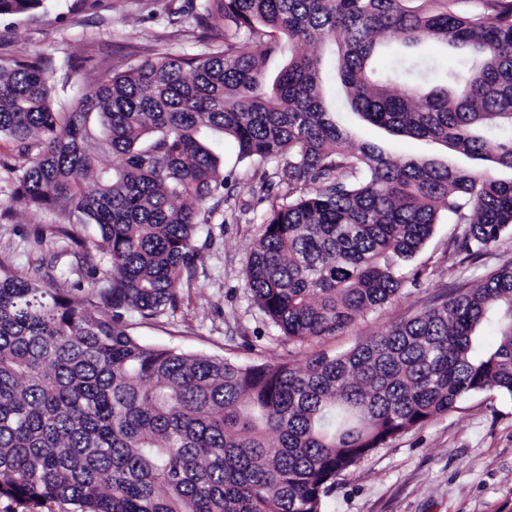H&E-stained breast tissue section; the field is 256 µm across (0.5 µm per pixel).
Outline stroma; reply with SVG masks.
<instances>
[{"mask_svg": "<svg viewBox=\"0 0 512 512\" xmlns=\"http://www.w3.org/2000/svg\"><path fill=\"white\" fill-rule=\"evenodd\" d=\"M207 32L191 16L190 0H42L35 9L0 15V59L40 57L59 96L162 53L199 49ZM336 118L355 139L394 156H426L468 166L463 156L407 137L392 136L363 121L344 102ZM224 171L210 223L194 238L201 256L180 290L173 316L156 321L130 317L128 331L141 341L218 355L244 364L304 356L265 323L245 295L243 272L261 233L260 214L279 205L265 183L275 165L240 159L230 140L214 144ZM16 155L0 140V263L41 281L57 246L47 231L59 223L51 210L9 208L18 182L8 167ZM454 225H435L424 248L410 261L408 281L383 309L365 314L326 348L353 347L362 337L422 312L455 286L512 261V235L501 237L477 262L449 257ZM324 512H512V398L495 391L468 397L456 409L376 449L340 476L324 500Z\"/></svg>", "mask_w": 512, "mask_h": 512, "instance_id": "stroma-1", "label": "stroma"}]
</instances>
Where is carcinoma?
<instances>
[{"mask_svg": "<svg viewBox=\"0 0 512 512\" xmlns=\"http://www.w3.org/2000/svg\"><path fill=\"white\" fill-rule=\"evenodd\" d=\"M41 2L0 0V14ZM409 2L197 0L193 19L217 40L115 71L58 108L38 60L0 62V138L24 159L9 204L62 217L61 253L81 263L52 258L53 282L91 279L45 288L0 264V496L73 512H323L336 479L400 434L476 393L512 398V263L301 366L241 365L127 333L129 313L177 309L199 259L193 237L224 190L214 137L243 159L282 162L286 191L260 216L244 282L300 348L399 294L441 218L465 261L512 233V179L388 155L329 111L321 47L362 120L512 169V0H479L478 12ZM387 42L472 60L412 82L373 66ZM73 224L95 225L97 241ZM486 326L499 336L491 348Z\"/></svg>", "mask_w": 512, "mask_h": 512, "instance_id": "obj_1", "label": "carcinoma"}]
</instances>
